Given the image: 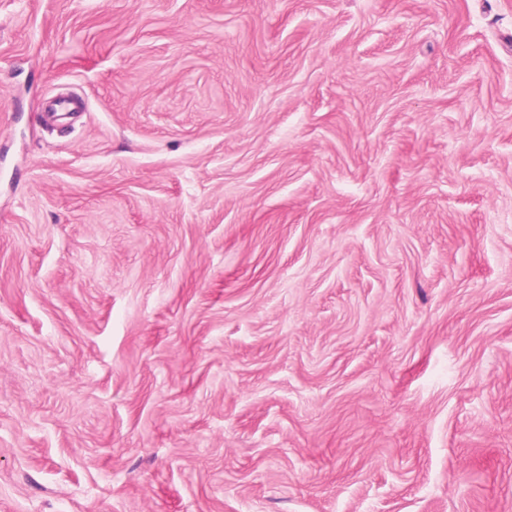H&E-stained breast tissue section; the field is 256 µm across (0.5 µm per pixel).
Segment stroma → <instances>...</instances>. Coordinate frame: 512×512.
Wrapping results in <instances>:
<instances>
[{
  "label": "stroma",
  "mask_w": 512,
  "mask_h": 512,
  "mask_svg": "<svg viewBox=\"0 0 512 512\" xmlns=\"http://www.w3.org/2000/svg\"><path fill=\"white\" fill-rule=\"evenodd\" d=\"M0 512H512V0H0Z\"/></svg>",
  "instance_id": "1"
}]
</instances>
